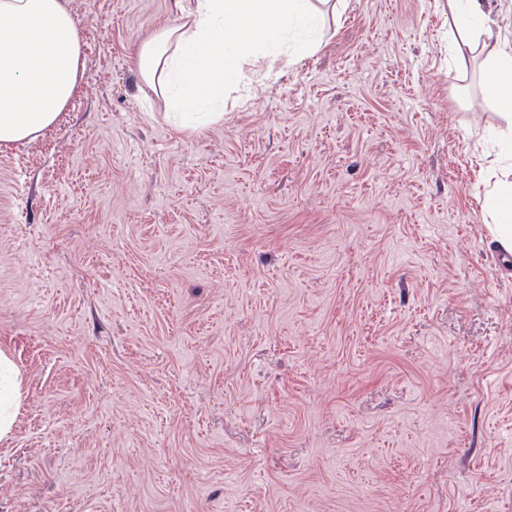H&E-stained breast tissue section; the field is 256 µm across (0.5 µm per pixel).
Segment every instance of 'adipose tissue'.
Listing matches in <instances>:
<instances>
[{
    "label": "adipose tissue",
    "instance_id": "ef3b65f1",
    "mask_svg": "<svg viewBox=\"0 0 512 512\" xmlns=\"http://www.w3.org/2000/svg\"><path fill=\"white\" fill-rule=\"evenodd\" d=\"M449 34L458 55L483 51L485 90L504 121L506 146L482 175L483 210L493 240L512 254V40L493 29L501 0H447ZM311 0H188L180 22L159 30L137 50L142 82L166 111L205 107L206 123L222 120L210 104L223 101L227 82L257 87L296 64V56L266 55L263 44L280 29H321ZM83 45L66 0H0V147L37 139L71 101ZM249 72H242V65ZM21 381L0 354V438L14 426L10 408Z\"/></svg>",
    "mask_w": 512,
    "mask_h": 512
}]
</instances>
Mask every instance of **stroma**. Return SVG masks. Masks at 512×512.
I'll use <instances>...</instances> for the list:
<instances>
[{
    "label": "stroma",
    "mask_w": 512,
    "mask_h": 512,
    "mask_svg": "<svg viewBox=\"0 0 512 512\" xmlns=\"http://www.w3.org/2000/svg\"><path fill=\"white\" fill-rule=\"evenodd\" d=\"M79 88L0 148V512H512V265L445 0H338L187 133L134 64L181 0H69ZM21 397V381L18 372L9 360L0 354V438L9 435L14 418L9 407L16 405Z\"/></svg>",
    "instance_id": "obj_1"
}]
</instances>
